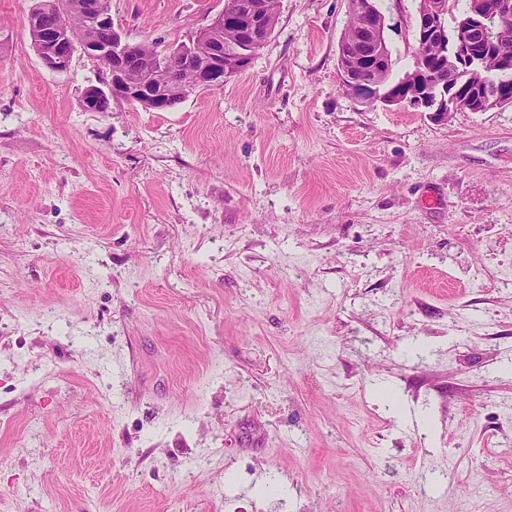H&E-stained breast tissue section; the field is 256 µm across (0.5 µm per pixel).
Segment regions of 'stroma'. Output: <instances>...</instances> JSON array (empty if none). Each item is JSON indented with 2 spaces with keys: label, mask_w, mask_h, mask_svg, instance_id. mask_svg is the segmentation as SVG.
<instances>
[{
  "label": "stroma",
  "mask_w": 512,
  "mask_h": 512,
  "mask_svg": "<svg viewBox=\"0 0 512 512\" xmlns=\"http://www.w3.org/2000/svg\"><path fill=\"white\" fill-rule=\"evenodd\" d=\"M35 4L0 0V512H512V107L357 103L348 0H279L223 87L90 112ZM377 5L398 79L419 0Z\"/></svg>",
  "instance_id": "35a3bbf8"
}]
</instances>
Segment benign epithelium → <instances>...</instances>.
Listing matches in <instances>:
<instances>
[{"mask_svg": "<svg viewBox=\"0 0 512 512\" xmlns=\"http://www.w3.org/2000/svg\"><path fill=\"white\" fill-rule=\"evenodd\" d=\"M350 13L357 17L355 26L344 31L338 44V61L343 90L360 103L376 102L408 105L434 117H446L454 110L486 112L508 103L512 88V61L496 56L492 44L497 33L494 23L512 14V0H496L493 6L472 9L467 22L457 29L447 50L439 60L450 71L464 70L466 79L453 87L441 84L437 72L428 66L429 49L446 42L443 17L448 14V0H422L415 47V68L408 73L402 90L396 94L384 89L383 78L389 69V55L384 36L386 20L378 13L373 0H349ZM82 13L93 18L96 33L82 43L87 54L100 58L105 69V88L91 86L84 92V104L94 112H107L111 101L120 100L147 105L163 111L168 101L185 92L182 85L161 88L151 81L139 80L134 71L141 66L153 70L172 68L181 56H194L193 85L214 88L224 79L246 69L255 53L270 37L264 23V0H243L238 9L217 14L195 37L179 50L161 51L148 58L112 28L111 5L108 0H80ZM65 17L53 26L37 31L39 58L52 72L70 68L76 43L64 32ZM236 35L232 49L224 50V31ZM489 59L501 73L500 92L489 95L478 72L480 63Z\"/></svg>", "mask_w": 512, "mask_h": 512, "instance_id": "benign-epithelium-1", "label": "benign epithelium"}]
</instances>
